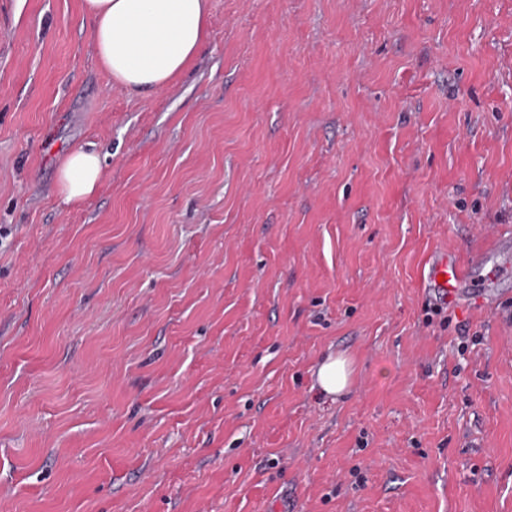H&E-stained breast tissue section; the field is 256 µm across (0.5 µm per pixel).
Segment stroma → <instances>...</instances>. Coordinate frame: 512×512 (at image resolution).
I'll return each instance as SVG.
<instances>
[{
    "label": "stroma",
    "instance_id": "stroma-1",
    "mask_svg": "<svg viewBox=\"0 0 512 512\" xmlns=\"http://www.w3.org/2000/svg\"><path fill=\"white\" fill-rule=\"evenodd\" d=\"M210 4L138 94L0 0V512H512V281L421 285L512 233V0ZM102 176V159L92 147L67 155L58 169V192L67 203H78L92 196ZM510 249L512 240L496 232L491 234L486 247L472 253L464 264L458 263L451 252L433 253L423 269V286L432 288L429 292L447 304L458 298L495 304L497 299L486 290V285L512 274L507 261ZM493 255L503 256L504 260L495 262ZM441 275L445 276L443 282H440ZM352 368L343 354L328 355L318 366L316 383L321 394L336 397L346 391L351 382Z\"/></svg>",
    "mask_w": 512,
    "mask_h": 512
}]
</instances>
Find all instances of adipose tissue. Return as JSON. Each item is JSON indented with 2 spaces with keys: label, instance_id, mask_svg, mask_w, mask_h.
<instances>
[{
  "label": "adipose tissue",
  "instance_id": "obj_1",
  "mask_svg": "<svg viewBox=\"0 0 512 512\" xmlns=\"http://www.w3.org/2000/svg\"><path fill=\"white\" fill-rule=\"evenodd\" d=\"M92 25L95 53L113 82L132 92L170 84L204 42L209 0H83ZM102 176V159L92 148L67 155L58 169V192L68 203L92 196ZM345 355H328L316 371L321 394H342L351 382Z\"/></svg>",
  "mask_w": 512,
  "mask_h": 512
}]
</instances>
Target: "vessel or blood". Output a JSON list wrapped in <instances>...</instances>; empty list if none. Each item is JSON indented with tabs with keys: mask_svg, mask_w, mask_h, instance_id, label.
Instances as JSON below:
<instances>
[{
	"mask_svg": "<svg viewBox=\"0 0 512 512\" xmlns=\"http://www.w3.org/2000/svg\"><path fill=\"white\" fill-rule=\"evenodd\" d=\"M511 253L512 239L498 232L491 234L483 250L472 253L462 264L452 253H433L423 269V285L445 303L460 298L495 303L487 286L512 275V264L507 261Z\"/></svg>",
	"mask_w": 512,
	"mask_h": 512,
	"instance_id": "b4317fda",
	"label": "vessel or blood"
}]
</instances>
